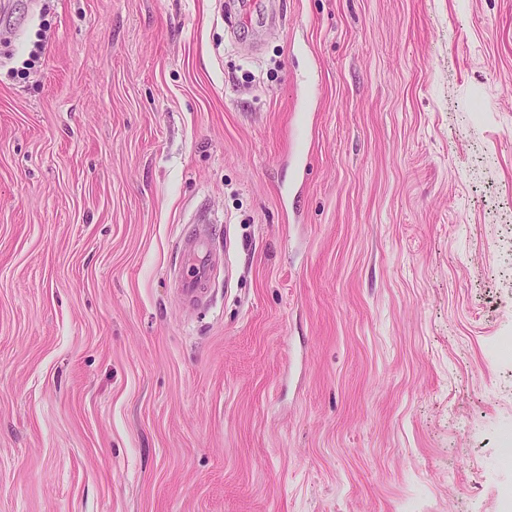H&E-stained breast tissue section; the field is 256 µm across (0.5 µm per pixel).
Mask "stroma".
<instances>
[{"label": "stroma", "mask_w": 512, "mask_h": 512, "mask_svg": "<svg viewBox=\"0 0 512 512\" xmlns=\"http://www.w3.org/2000/svg\"><path fill=\"white\" fill-rule=\"evenodd\" d=\"M224 2L0 11V512H501L512 0ZM186 224H193V229L181 240V250L191 262L189 274L183 276L178 289L183 299L194 306H199L202 286L211 277L213 266L210 241L213 224H222V219L208 206L201 205L190 215ZM212 224V226H211Z\"/></svg>", "instance_id": "35a3bbf8"}]
</instances>
